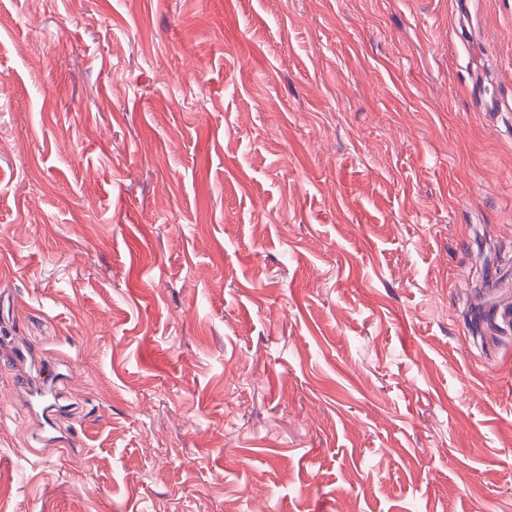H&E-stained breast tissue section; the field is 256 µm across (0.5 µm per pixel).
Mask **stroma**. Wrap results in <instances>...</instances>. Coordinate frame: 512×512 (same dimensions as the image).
I'll use <instances>...</instances> for the list:
<instances>
[{
	"mask_svg": "<svg viewBox=\"0 0 512 512\" xmlns=\"http://www.w3.org/2000/svg\"><path fill=\"white\" fill-rule=\"evenodd\" d=\"M0 297V512H512V0H0ZM60 376L61 373L56 367L49 364L40 365L35 375L25 373L19 386L38 403L43 415L52 423L54 417L61 411L56 404H45V401L48 395L56 393Z\"/></svg>",
	"mask_w": 512,
	"mask_h": 512,
	"instance_id": "1",
	"label": "stroma"
}]
</instances>
